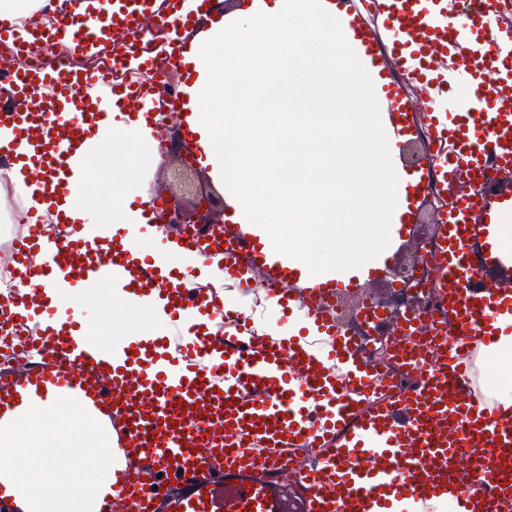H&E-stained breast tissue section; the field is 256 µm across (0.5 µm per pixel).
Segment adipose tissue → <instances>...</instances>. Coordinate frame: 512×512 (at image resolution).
<instances>
[{
	"mask_svg": "<svg viewBox=\"0 0 512 512\" xmlns=\"http://www.w3.org/2000/svg\"><path fill=\"white\" fill-rule=\"evenodd\" d=\"M204 29L184 33L187 81L181 120L196 159L223 193L230 221L258 225L267 250L287 254L302 277L321 270L327 244L335 263L357 271L394 232L404 172L387 166L398 151L376 109L378 85L357 70L349 35L317 0H242L233 12H206ZM112 201L89 205L98 177L86 165L62 208L94 213L108 236L136 249L153 207L136 178L151 154L149 120L112 109Z\"/></svg>",
	"mask_w": 512,
	"mask_h": 512,
	"instance_id": "1",
	"label": "adipose tissue"
}]
</instances>
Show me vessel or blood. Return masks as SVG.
<instances>
[{
    "instance_id": "1",
    "label": "vessel or blood",
    "mask_w": 512,
    "mask_h": 512,
    "mask_svg": "<svg viewBox=\"0 0 512 512\" xmlns=\"http://www.w3.org/2000/svg\"><path fill=\"white\" fill-rule=\"evenodd\" d=\"M184 3L65 0L50 28L0 15V44L31 60L13 72L11 103L0 107V156L44 203L67 196L80 160L98 153L85 129L109 126L112 99L136 111L163 96L139 52L141 22L152 17L154 37L178 52L179 31L198 17ZM485 3L319 0L352 31L356 67L397 62L401 78L384 87L378 109L394 116L393 137L416 138L425 124L432 145L411 171L413 194L448 197L433 236L442 296L429 334L443 357L427 358L419 315L393 320L371 304L359 313L390 322L394 352L414 377L400 394L338 316L351 280L328 270L300 282L288 257L268 261L255 225L175 237L180 254L224 275V288H197L193 266H160L89 219L61 217L63 236L51 235L27 209L7 268L19 287L0 297V329L26 325L25 351L37 359L0 375V414L35 386L98 416L120 454L99 512H491L512 501V392L481 381L484 356L512 326V306H499V288L482 279L487 228L512 219V193L493 184L512 173V27L498 24L505 0ZM54 41L76 55L111 54L141 78L119 83L106 70L45 62ZM411 84L425 98L417 117ZM258 274L270 283L265 301L297 316L295 331L262 332L227 309L225 287L251 291ZM90 283L116 289L130 312L154 298L160 332L99 340L72 315L48 330L56 303L46 285Z\"/></svg>"
}]
</instances>
